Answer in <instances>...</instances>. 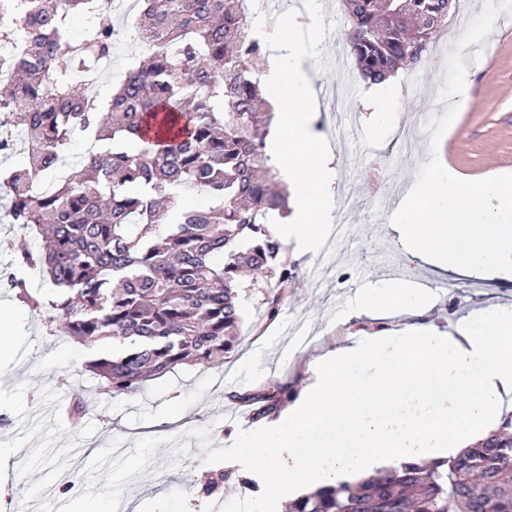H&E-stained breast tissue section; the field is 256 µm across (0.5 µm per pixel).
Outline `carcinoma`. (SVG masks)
Here are the masks:
<instances>
[{
    "mask_svg": "<svg viewBox=\"0 0 512 512\" xmlns=\"http://www.w3.org/2000/svg\"><path fill=\"white\" fill-rule=\"evenodd\" d=\"M0 0V35L30 30L26 52L0 80V115L25 145L28 167L5 169L15 190L5 204L23 236L36 230L41 251L19 247L18 263L47 272L58 293L47 302L14 281L19 299L43 309L71 339L119 353L89 362L104 391L131 392L148 377L184 363H213L234 348L240 278L267 290L265 314H280L295 265L267 224L285 218L279 171L266 151L274 118L261 108L260 69L267 44L246 35L245 0H138L135 33L147 51L102 105L76 75L111 60L118 34L108 0ZM346 41L361 78L381 84L425 56L456 0H341ZM81 13V39L67 20ZM164 113L158 118V113ZM158 123L153 139L144 130ZM88 143L81 172L66 169L65 149ZM50 181L44 192L30 184ZM208 197L205 205L184 200ZM300 392L277 381L233 394L255 405L252 421L274 416ZM213 471L200 481L212 496L230 481ZM288 512H512V411L485 438L450 460L403 463L355 485L303 492Z\"/></svg>",
    "mask_w": 512,
    "mask_h": 512,
    "instance_id": "carcinoma-1",
    "label": "carcinoma"
}]
</instances>
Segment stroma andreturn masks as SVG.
<instances>
[{
	"label": "stroma",
	"mask_w": 512,
	"mask_h": 512,
	"mask_svg": "<svg viewBox=\"0 0 512 512\" xmlns=\"http://www.w3.org/2000/svg\"><path fill=\"white\" fill-rule=\"evenodd\" d=\"M296 14L314 17L324 33L307 44L305 69L316 77L318 105L310 129L335 157L339 189H354L359 199L345 218L355 234L335 249L328 281L319 288L312 282L322 253H302L287 243L295 278L276 322L266 321L262 293L249 291L242 301L238 344L223 362L183 364L116 397L86 372L91 354L85 346L50 331L42 315L0 287V326L6 329L1 341L10 351L8 361L0 363V449L13 456L11 469L0 473V512H14L19 503L43 512L49 500L63 512L77 507L118 512L122 506L135 512H214L218 502L242 501L237 483H226L218 499L200 496L193 484L204 471L226 468L250 427L241 417L243 405L225 403L226 392H256L278 380L305 379V365L314 356L353 334L377 331V323L354 310L360 293L380 279L408 285L389 273L408 256L391 228L398 203L384 184V154L398 133L435 111L439 102L455 98L457 77L467 73L470 99L460 104L439 144L452 151L441 163L469 180L512 173V0H485L474 12L459 0L434 45V64L400 70L395 82L373 92L353 76L339 0H288L274 18ZM141 57L135 43L116 42L100 97L108 98ZM336 89L345 90L348 109L358 118L356 129L337 115L331 97ZM372 108L392 112L391 125L370 127ZM416 269L448 280L452 289L437 295L432 307L394 318L396 328L429 324L444 330L474 310L512 303V280L451 277L422 262ZM300 322L317 340L287 348L289 331ZM241 372L252 374L250 384L237 383ZM77 388L90 405L78 422L65 413L69 393Z\"/></svg>",
	"instance_id": "1"
}]
</instances>
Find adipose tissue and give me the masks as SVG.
Masks as SVG:
<instances>
[{"label": "adipose tissue", "instance_id": "obj_1", "mask_svg": "<svg viewBox=\"0 0 512 512\" xmlns=\"http://www.w3.org/2000/svg\"><path fill=\"white\" fill-rule=\"evenodd\" d=\"M299 23L288 17L274 42L288 54L270 59L261 82L278 114L268 134L292 212L274 225L300 251L318 250L332 218V156L308 128L310 79ZM424 296L382 284L361 301L376 319L413 313ZM310 384L278 416L258 426L234 452L239 470L263 482L265 501L340 482L355 483L403 462L441 460L481 440L512 392V307L484 308L448 331L410 327L405 335L379 328L309 361Z\"/></svg>", "mask_w": 512, "mask_h": 512}]
</instances>
